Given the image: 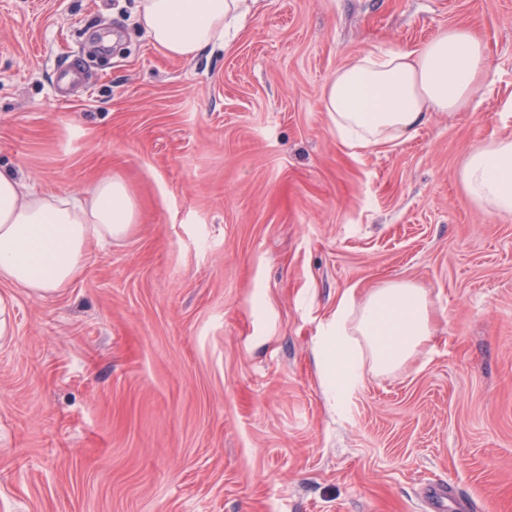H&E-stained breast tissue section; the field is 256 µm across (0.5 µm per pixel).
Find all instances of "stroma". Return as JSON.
<instances>
[{"mask_svg":"<svg viewBox=\"0 0 512 512\" xmlns=\"http://www.w3.org/2000/svg\"><path fill=\"white\" fill-rule=\"evenodd\" d=\"M136 0H0V167L45 195L122 178L133 231L69 286L0 285V512H424L448 483L512 512V218L455 176L512 134V0H262L224 46L163 55ZM464 26L493 81L381 149L321 105L355 55ZM92 73L66 103L55 73ZM410 281L433 341L327 400L347 290Z\"/></svg>","mask_w":512,"mask_h":512,"instance_id":"35a3bbf8","label":"stroma"}]
</instances>
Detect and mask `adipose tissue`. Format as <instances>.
<instances>
[{"label":"adipose tissue","instance_id":"adipose-tissue-1","mask_svg":"<svg viewBox=\"0 0 512 512\" xmlns=\"http://www.w3.org/2000/svg\"><path fill=\"white\" fill-rule=\"evenodd\" d=\"M257 0H138L153 45L173 59H194L223 43L236 18ZM490 76L484 44L451 26L411 51L366 52L330 76L321 103L337 138L372 151L425 125L437 113L470 107ZM456 176L473 204L512 216V136L474 145ZM137 220L127 184L107 176L88 195L44 196L0 168V282L43 296L67 286L92 246L126 237ZM425 289L394 281L362 301L345 292L317 344L327 397L343 402L365 372L395 371L432 340Z\"/></svg>","mask_w":512,"mask_h":512}]
</instances>
